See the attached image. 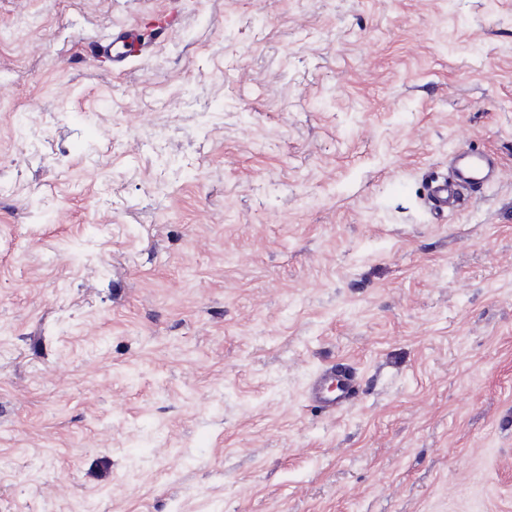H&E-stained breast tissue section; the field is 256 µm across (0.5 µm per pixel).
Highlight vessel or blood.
<instances>
[{
    "label": "vessel or blood",
    "mask_w": 512,
    "mask_h": 512,
    "mask_svg": "<svg viewBox=\"0 0 512 512\" xmlns=\"http://www.w3.org/2000/svg\"><path fill=\"white\" fill-rule=\"evenodd\" d=\"M169 27L170 22L164 17L146 25H135L113 35L110 41L99 45L98 51L111 61L113 69H120L130 58L147 56L156 38ZM499 173L491 154L471 150L460 153L457 167L450 174L436 177L431 182L428 192L430 210L445 214L462 209L470 193L480 190ZM358 387L352 370L339 372L330 366L311 385L309 400L322 412L333 413L355 400Z\"/></svg>",
    "instance_id": "b4317fda"
}]
</instances>
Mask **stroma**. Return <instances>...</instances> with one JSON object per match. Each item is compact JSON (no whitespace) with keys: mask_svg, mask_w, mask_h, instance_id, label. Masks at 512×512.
<instances>
[{"mask_svg":"<svg viewBox=\"0 0 512 512\" xmlns=\"http://www.w3.org/2000/svg\"><path fill=\"white\" fill-rule=\"evenodd\" d=\"M0 35V512H512V0H0ZM467 147L503 176L436 220ZM169 28L166 17H158L146 25L136 24L112 35L110 41L98 46V52L111 61L113 70H119L130 58L146 57L156 38ZM358 387L357 377L350 368L336 372V366L332 365L323 370L311 385L309 401L324 413L337 412L355 400Z\"/></svg>","mask_w":512,"mask_h":512,"instance_id":"1","label":"stroma"}]
</instances>
